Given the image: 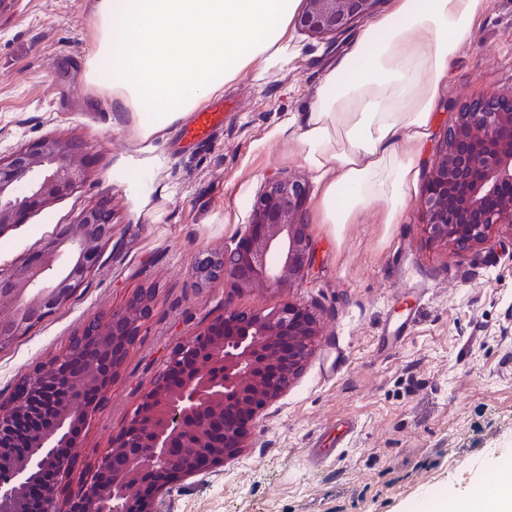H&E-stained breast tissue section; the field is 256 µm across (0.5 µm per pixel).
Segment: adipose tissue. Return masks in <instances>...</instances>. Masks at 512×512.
<instances>
[{
	"mask_svg": "<svg viewBox=\"0 0 512 512\" xmlns=\"http://www.w3.org/2000/svg\"><path fill=\"white\" fill-rule=\"evenodd\" d=\"M299 2L97 0L87 80L149 141L248 71H281ZM486 5L391 0L324 75L297 132L321 223H351L377 200L385 223H399L449 66Z\"/></svg>",
	"mask_w": 512,
	"mask_h": 512,
	"instance_id": "1",
	"label": "adipose tissue"
}]
</instances>
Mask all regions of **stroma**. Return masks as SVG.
Returning a JSON list of instances; mask_svg holds the SVG:
<instances>
[{
    "instance_id": "1",
    "label": "stroma",
    "mask_w": 512,
    "mask_h": 512,
    "mask_svg": "<svg viewBox=\"0 0 512 512\" xmlns=\"http://www.w3.org/2000/svg\"><path fill=\"white\" fill-rule=\"evenodd\" d=\"M96 0H14L0 13V156L34 140H72L87 162L82 184L26 223L0 233V269L37 251L57 228L106 204L113 235L85 286L25 336L0 348V396L66 348L83 322L135 293L150 310L74 454L93 465L140 403L166 350L230 310L297 301L321 325L315 351L223 468L161 497L162 512H413L444 496L460 503L495 483L512 487V231L470 250L429 240L419 200L434 160L426 149L402 218L373 203L355 224L320 223L309 210L317 264L288 293L225 297L196 268L234 245L254 200L274 177L319 185L298 159L302 125L342 47L292 28L299 55L280 74L225 85L224 121L203 140L183 125L135 146L107 93L86 81ZM490 88L512 91V0H488L457 56L434 113ZM352 418L339 458L316 462L318 435Z\"/></svg>"
}]
</instances>
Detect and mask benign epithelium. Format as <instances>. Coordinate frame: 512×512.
<instances>
[{"label":"benign epithelium","instance_id":"benign-epithelium-1","mask_svg":"<svg viewBox=\"0 0 512 512\" xmlns=\"http://www.w3.org/2000/svg\"><path fill=\"white\" fill-rule=\"evenodd\" d=\"M298 25L308 33L339 38L372 15L379 0H304ZM77 146L59 137L35 140L0 158V232L68 193L85 178ZM309 190L298 179L273 178L254 201L234 248L204 261L227 296L263 287L278 293L301 280L316 256L308 221ZM421 206L430 240L469 250L496 226L512 229V94L489 89L462 105L439 136ZM113 235L112 214L99 205L77 226L60 227L32 256L0 271V348L25 335L64 305L87 282L102 246ZM148 312L139 293L108 316L85 322L69 349L23 377L0 397V512H28L25 489L52 470L57 484L43 493L39 512H159L163 491L224 466L244 447L252 424L299 374L313 353L319 323L304 305L286 302L268 311H231L211 320L167 351L162 369L147 383L141 403L112 435L90 468L78 464L94 410L80 394L89 386L102 400L124 364ZM98 343L89 372L68 376V354ZM179 375L175 384L170 374ZM37 423L31 453L17 461L9 452L15 423ZM179 448L177 456L170 449ZM124 459L119 472L114 458Z\"/></svg>","mask_w":512,"mask_h":512}]
</instances>
